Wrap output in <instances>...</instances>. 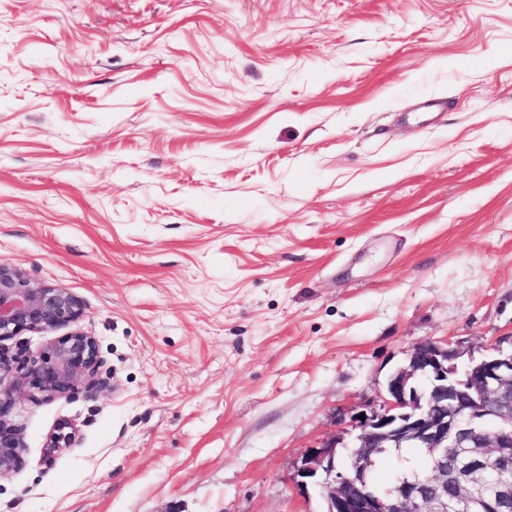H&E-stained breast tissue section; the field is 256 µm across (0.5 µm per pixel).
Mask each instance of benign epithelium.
<instances>
[{
  "label": "benign epithelium",
  "instance_id": "1",
  "mask_svg": "<svg viewBox=\"0 0 512 512\" xmlns=\"http://www.w3.org/2000/svg\"><path fill=\"white\" fill-rule=\"evenodd\" d=\"M82 314L68 289L0 264V477L24 463L23 436L11 419L18 399L95 387L99 348L77 326ZM61 327L71 331L40 351L14 354L8 345L26 332ZM383 391L381 404L356 411L348 427L308 449L294 466L291 489L316 493L326 512H483L491 502L499 512L512 508V352L493 347L476 358L447 340L427 339L405 352ZM391 448L424 449L434 462L431 475L373 490L368 475ZM491 465L502 475L492 492L485 481Z\"/></svg>",
  "mask_w": 512,
  "mask_h": 512
}]
</instances>
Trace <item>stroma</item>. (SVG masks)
<instances>
[{"mask_svg":"<svg viewBox=\"0 0 512 512\" xmlns=\"http://www.w3.org/2000/svg\"><path fill=\"white\" fill-rule=\"evenodd\" d=\"M0 263L101 359L0 512H321L405 350L512 349V0H0Z\"/></svg>","mask_w":512,"mask_h":512,"instance_id":"obj_1","label":"stroma"}]
</instances>
